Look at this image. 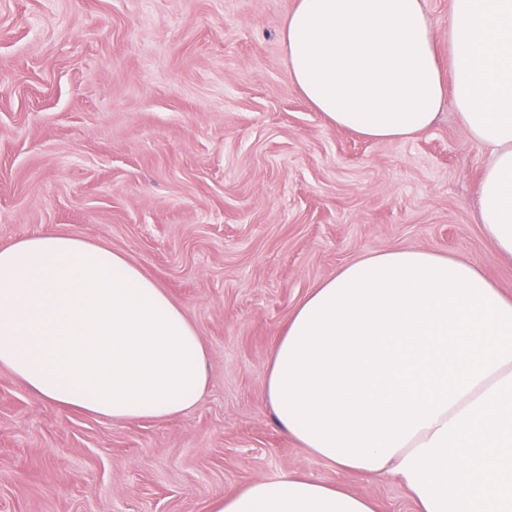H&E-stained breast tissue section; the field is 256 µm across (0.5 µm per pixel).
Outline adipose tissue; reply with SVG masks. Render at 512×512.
<instances>
[{"instance_id":"obj_1","label":"adipose tissue","mask_w":512,"mask_h":512,"mask_svg":"<svg viewBox=\"0 0 512 512\" xmlns=\"http://www.w3.org/2000/svg\"><path fill=\"white\" fill-rule=\"evenodd\" d=\"M288 79L328 121L393 141L452 103L490 148L483 232L512 259V0H451L440 67L425 0H296ZM453 81H446V73ZM0 368L61 408L167 419L203 397L185 310L109 246L57 230L0 248ZM288 436L340 468L392 474L416 512H512V297L475 264L394 248L311 288L268 362ZM210 512H375L308 477L257 479Z\"/></svg>"}]
</instances>
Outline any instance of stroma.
<instances>
[{"instance_id": "obj_1", "label": "stroma", "mask_w": 512, "mask_h": 512, "mask_svg": "<svg viewBox=\"0 0 512 512\" xmlns=\"http://www.w3.org/2000/svg\"><path fill=\"white\" fill-rule=\"evenodd\" d=\"M295 0H0V246L58 229L123 252L183 307L209 386L168 420L44 402L0 368V512H210L305 475L415 512L391 475L336 468L265 401L273 345L309 290L393 248L478 266L490 150L453 104L406 140L330 124L288 80Z\"/></svg>"}]
</instances>
